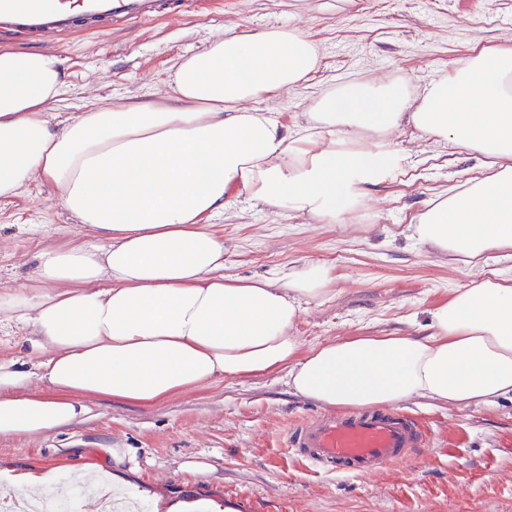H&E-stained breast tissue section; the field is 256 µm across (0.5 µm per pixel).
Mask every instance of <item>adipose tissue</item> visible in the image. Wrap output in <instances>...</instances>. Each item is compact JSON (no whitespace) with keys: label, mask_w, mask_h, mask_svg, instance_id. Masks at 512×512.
Segmentation results:
<instances>
[{"label":"adipose tissue","mask_w":512,"mask_h":512,"mask_svg":"<svg viewBox=\"0 0 512 512\" xmlns=\"http://www.w3.org/2000/svg\"><path fill=\"white\" fill-rule=\"evenodd\" d=\"M319 61L295 29L221 35L174 63L165 103L94 101L57 128L59 57L0 49V199L48 184L102 242L44 248L36 288L0 292V324L27 329L37 358L0 361V436L65 427L89 396L149 408L280 372L294 395L329 409L512 398V283L457 289L431 311L426 336H350L306 351L294 333L300 301L327 293L331 267L225 274L224 239L206 218L244 194L277 214L343 221L400 168L368 133L406 124L481 155L487 170L427 203L418 241L474 268L512 250V46L472 50L415 106L395 81L321 93L289 136L256 104L302 87Z\"/></svg>","instance_id":"1"}]
</instances>
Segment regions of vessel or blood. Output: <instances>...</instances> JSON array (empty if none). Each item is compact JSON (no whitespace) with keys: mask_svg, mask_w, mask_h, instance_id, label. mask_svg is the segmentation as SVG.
<instances>
[{"mask_svg":"<svg viewBox=\"0 0 512 512\" xmlns=\"http://www.w3.org/2000/svg\"><path fill=\"white\" fill-rule=\"evenodd\" d=\"M197 0H0V34L22 33L58 43L78 30L176 18ZM424 436L409 416L390 409L319 413L288 432V446L307 465L329 473L370 476L408 459Z\"/></svg>","mask_w":512,"mask_h":512,"instance_id":"obj_1","label":"vessel or blood"}]
</instances>
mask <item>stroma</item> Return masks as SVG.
Instances as JSON below:
<instances>
[{
	"label": "stroma",
	"instance_id": "stroma-1",
	"mask_svg": "<svg viewBox=\"0 0 512 512\" xmlns=\"http://www.w3.org/2000/svg\"><path fill=\"white\" fill-rule=\"evenodd\" d=\"M270 28L299 30L319 46V67L304 87L259 105L292 133L318 93L389 78L420 92L473 46L512 45V0H222L206 13L77 33L56 49L67 84L52 122L63 125L96 98L161 101L179 58L219 34ZM375 145L399 151L401 169L375 190L369 209L344 222L277 216L244 196L209 221L224 238L225 274L269 278L306 262L334 268L329 292L301 302L296 333L304 348L347 336H423L431 310L479 273L512 282V261L498 252L476 270L438 256L413 233L415 216L438 191L483 174L477 155L437 147L409 125ZM95 243L49 187H24L0 202V291L34 286L43 247ZM86 404L87 414L54 432L0 436V491L7 471L67 482L85 469L107 484L122 477L136 512H168L176 502L215 512H512L511 399L463 410L425 399L401 403L425 445L376 476L332 475L290 453L289 429L321 407L290 393L282 373L222 382L150 408L92 397ZM193 460L209 472L185 469Z\"/></svg>",
	"mask_w": 512,
	"mask_h": 512
}]
</instances>
